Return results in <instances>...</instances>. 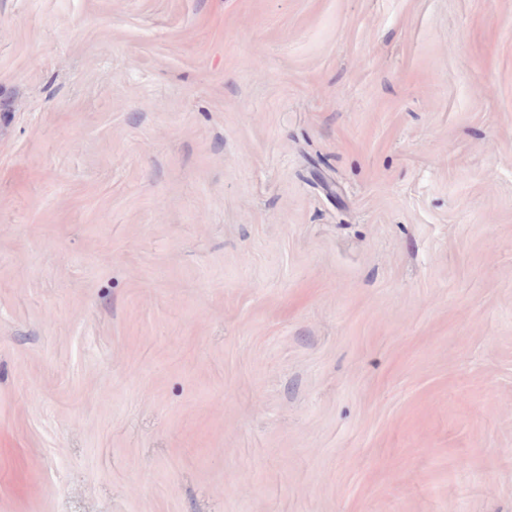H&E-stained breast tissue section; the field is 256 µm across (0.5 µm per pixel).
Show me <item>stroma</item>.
Masks as SVG:
<instances>
[{"label":"stroma","mask_w":512,"mask_h":512,"mask_svg":"<svg viewBox=\"0 0 512 512\" xmlns=\"http://www.w3.org/2000/svg\"><path fill=\"white\" fill-rule=\"evenodd\" d=\"M0 512H512V0H0Z\"/></svg>","instance_id":"35a3bbf8"}]
</instances>
